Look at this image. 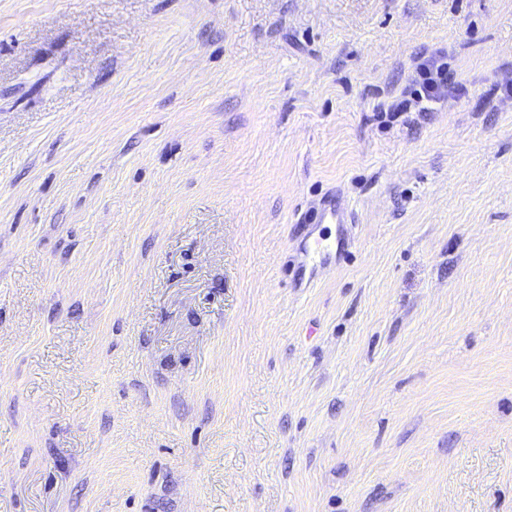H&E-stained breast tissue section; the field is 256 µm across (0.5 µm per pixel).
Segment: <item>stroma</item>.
<instances>
[{"instance_id": "35a3bbf8", "label": "stroma", "mask_w": 512, "mask_h": 512, "mask_svg": "<svg viewBox=\"0 0 512 512\" xmlns=\"http://www.w3.org/2000/svg\"><path fill=\"white\" fill-rule=\"evenodd\" d=\"M503 84L512 0H0V512H512ZM412 82L419 85L413 92L412 99L400 98L390 106V118L412 112H428L433 105L440 103L448 92L455 90L454 74L448 68V57L444 50L437 49L422 56L418 63ZM352 211L345 207L336 192L326 197L317 208L308 209L301 224H352Z\"/></svg>"}]
</instances>
